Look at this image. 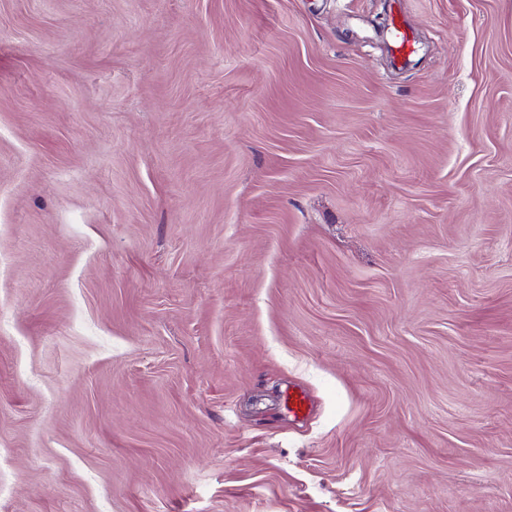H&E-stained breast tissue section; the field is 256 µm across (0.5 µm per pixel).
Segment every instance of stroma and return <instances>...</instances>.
Instances as JSON below:
<instances>
[{"instance_id":"obj_1","label":"stroma","mask_w":512,"mask_h":512,"mask_svg":"<svg viewBox=\"0 0 512 512\" xmlns=\"http://www.w3.org/2000/svg\"><path fill=\"white\" fill-rule=\"evenodd\" d=\"M0 512H512V0H0ZM389 32V47L394 61L406 64L416 53L415 42L395 14H392Z\"/></svg>"}]
</instances>
